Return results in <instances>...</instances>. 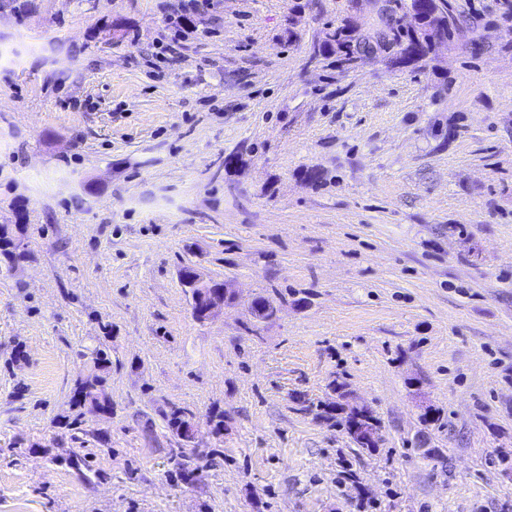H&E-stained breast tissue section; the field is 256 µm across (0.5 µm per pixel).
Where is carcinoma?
I'll list each match as a JSON object with an SVG mask.
<instances>
[{"instance_id": "carcinoma-1", "label": "carcinoma", "mask_w": 512, "mask_h": 512, "mask_svg": "<svg viewBox=\"0 0 512 512\" xmlns=\"http://www.w3.org/2000/svg\"><path fill=\"white\" fill-rule=\"evenodd\" d=\"M428 26L437 27L448 39H454L458 20L449 0H384L380 25L361 30L344 21L313 46L312 58L333 64L338 70L352 68L357 58L368 53L384 54L396 66L421 65L435 51L426 33ZM17 230L12 224H0V262L13 264L24 257V252L17 251L14 245ZM109 364L107 349L92 352L91 370L77 384L76 405L95 406L103 413L112 411L104 376ZM330 387L336 400L317 405V416L346 428L354 419L353 411L343 406L349 395L347 384L336 378ZM191 418L190 410L176 405L166 414L168 428L178 436Z\"/></svg>"}]
</instances>
